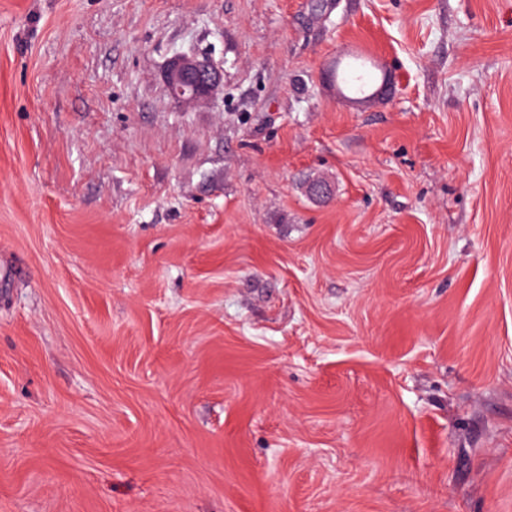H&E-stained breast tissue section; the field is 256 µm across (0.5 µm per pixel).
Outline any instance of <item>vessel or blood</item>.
I'll list each match as a JSON object with an SVG mask.
<instances>
[{"label":"vessel or blood","instance_id":"1","mask_svg":"<svg viewBox=\"0 0 512 512\" xmlns=\"http://www.w3.org/2000/svg\"><path fill=\"white\" fill-rule=\"evenodd\" d=\"M333 69L336 94L345 102H366L390 84L385 67L362 52L349 49L340 52L333 60Z\"/></svg>","mask_w":512,"mask_h":512}]
</instances>
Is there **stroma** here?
Returning a JSON list of instances; mask_svg holds the SVG:
<instances>
[{
  "instance_id": "1",
  "label": "stroma",
  "mask_w": 512,
  "mask_h": 512,
  "mask_svg": "<svg viewBox=\"0 0 512 512\" xmlns=\"http://www.w3.org/2000/svg\"><path fill=\"white\" fill-rule=\"evenodd\" d=\"M0 512H512V0H0ZM337 97L349 103H364L392 86L385 67L372 56L346 49L333 58ZM224 80L223 73L205 56L176 53L163 69L170 96L185 108L211 103Z\"/></svg>"
}]
</instances>
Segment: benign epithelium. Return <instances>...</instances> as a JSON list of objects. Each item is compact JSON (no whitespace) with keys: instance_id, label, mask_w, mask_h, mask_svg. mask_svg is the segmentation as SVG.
<instances>
[{"instance_id":"obj_1","label":"benign epithelium","mask_w":512,"mask_h":512,"mask_svg":"<svg viewBox=\"0 0 512 512\" xmlns=\"http://www.w3.org/2000/svg\"><path fill=\"white\" fill-rule=\"evenodd\" d=\"M223 80V73L209 58L194 53L174 54L163 69L170 96L185 108L212 102Z\"/></svg>"}]
</instances>
